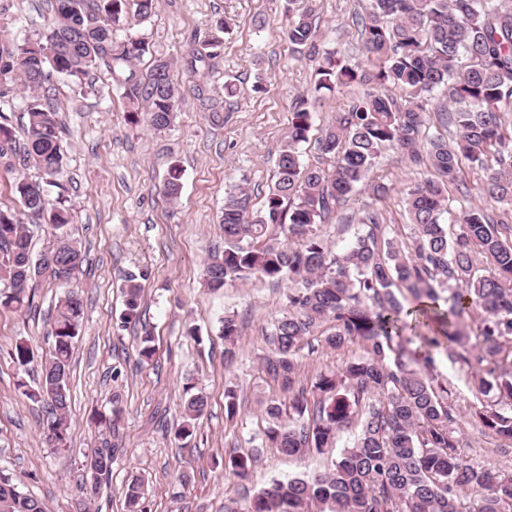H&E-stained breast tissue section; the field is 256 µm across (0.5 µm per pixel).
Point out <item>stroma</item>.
Masks as SVG:
<instances>
[{
  "label": "stroma",
  "mask_w": 512,
  "mask_h": 512,
  "mask_svg": "<svg viewBox=\"0 0 512 512\" xmlns=\"http://www.w3.org/2000/svg\"><path fill=\"white\" fill-rule=\"evenodd\" d=\"M365 5L366 0H316L313 44L299 52L284 36L285 0H155L147 20L131 21L115 36L144 38L146 50L134 61L139 74H147L156 60L172 63L177 118L162 131L130 123L129 103L106 71L91 73L81 88L52 76L48 101L65 126V171L61 188H49L48 194L68 199L71 234L87 256L71 284L83 296L84 319L71 362L70 436L61 448L48 447L43 409L22 396L10 353L23 339L36 361L45 360L52 345L47 314L64 289L44 279L32 291V308L0 306V470L17 476L21 490L41 501L45 512H126L124 488L134 475L144 482L149 512H224L225 501L243 500L272 479L331 469L335 450L289 458L265 441L267 401L288 399L262 363L270 352L266 337L287 311L289 282L256 275L212 291L204 284V263L223 243L218 216L226 192L243 187L249 211L262 210L298 96L308 98L312 114L302 161L327 167L321 132L360 89L316 92L314 72L323 55L335 51L375 73V61L361 53L356 23ZM55 6V0H0V40L35 37ZM223 19L230 27L221 31L216 23ZM190 50L206 58L195 73L186 66ZM228 81L236 88L229 99ZM205 98L222 101L223 111H205ZM174 164L182 170V192L172 204L161 189ZM420 173L403 152L384 151L371 177L393 184V191L378 198L358 185L319 225V235L332 249H345L363 233L362 217L375 209L383 216L381 239L408 243L412 227L403 191ZM139 271L145 275L140 319L125 325L121 289L127 273ZM228 315L241 332L229 360L222 332ZM191 326L198 328L199 340L188 337ZM147 330L156 354L143 362L137 346ZM358 353L354 346L323 348L314 335L297 363L311 383L319 374L341 371ZM432 355L436 373L451 385L462 453L480 466L512 473V443L482 433L467 418L470 406L494 401L476 393L475 364L451 361L441 348ZM189 379L207 395L208 407L197 434L179 441L173 427ZM229 384L237 386L241 403L232 419L224 411ZM116 390L123 394L124 412L114 436L93 416L111 415ZM115 437L121 451L112 472L95 497L85 499L86 460ZM233 452L255 454L247 479L224 470L222 462Z\"/></svg>",
  "instance_id": "stroma-1"
}]
</instances>
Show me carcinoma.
Returning <instances> with one entry per match:
<instances>
[{"label": "carcinoma", "instance_id": "1", "mask_svg": "<svg viewBox=\"0 0 512 512\" xmlns=\"http://www.w3.org/2000/svg\"><path fill=\"white\" fill-rule=\"evenodd\" d=\"M129 0H57L48 29L34 38L0 44V80L20 83L28 92L27 123L21 152L8 118L0 114V162L20 155L23 165L36 168L48 186L61 187L64 127L58 112L41 103L40 91L50 73L82 84L93 70L105 69L124 89L133 117L145 115L161 131L176 119L178 89L167 60L156 61L147 77L132 62L145 41H118L114 28L127 20ZM311 6L288 10V42L302 50L314 36ZM362 52L379 61L368 75L357 66L328 53L316 71V90L333 92L352 84L375 82L408 91L402 104L392 96L367 90L319 139L329 157L328 168L302 162L299 146L312 126L307 100H297L288 136L277 158V178L265 208L247 212V193L226 194L219 217L224 247L208 255L205 280L219 290L260 275L297 285L288 294V312L269 334L272 353L264 358L267 375L288 392V403L273 400L265 411L272 426L266 431L272 447L287 456L320 453L337 443L340 431L359 426L350 445L342 448L334 467L286 482L275 481L243 505H226L224 512H463V496L482 491L469 512H512V475L487 470L460 450L448 384L433 375V359L424 370L410 367L402 337L404 318L418 313L438 324L446 339L448 359L486 363L478 375L480 393L497 392V403L473 408L472 418L484 432L512 441V240L502 237L508 220L489 209L470 205L459 209L449 231L444 215L452 214L448 184L461 199L469 189L461 178L462 163L486 172L483 192L490 201L512 208V130L505 115L512 112V0H367L360 18ZM448 91L440 106L444 124L454 127L452 141L423 140V111L437 90ZM389 148L405 151L419 167L432 169L406 189L405 204L414 235L401 246L380 242L378 211L366 214L368 230L346 250L333 251L315 232L370 174L377 158ZM23 215L0 210V282L10 289L3 305L21 307L29 288L40 279L68 284L86 260L70 236L72 214L63 193L50 200L43 186L27 180L15 186ZM170 201L181 193V171L173 165L163 183ZM43 218L54 229V240L34 258L22 217ZM296 238L299 246L283 243L280 235ZM492 265L483 274L479 257ZM143 274L129 273L123 287L125 324L140 316ZM448 308L436 309L440 294ZM482 312L476 343L461 325L462 317ZM84 314L82 296L70 290L51 314L52 346L42 364L38 384L24 391L47 406V424L62 437L70 428V364L80 337ZM331 324L323 344L331 350L357 345L362 354L335 374H319L312 389L301 385L297 354L306 337L322 323ZM225 357L235 355L236 319L224 318ZM14 362L21 368L33 361V351L16 342ZM185 387L178 440L192 438L208 407L207 397ZM121 392L112 393V418L96 422L116 426L122 413ZM119 449L101 448L86 496L97 493L112 472ZM254 463L250 453L229 457L225 466L244 479ZM143 484L127 485L129 512H143ZM0 512H44L40 501L22 493L18 484L0 473Z\"/></svg>", "mask_w": 512, "mask_h": 512}]
</instances>
